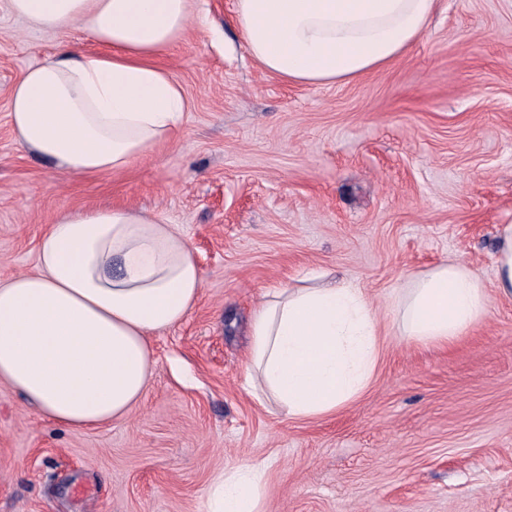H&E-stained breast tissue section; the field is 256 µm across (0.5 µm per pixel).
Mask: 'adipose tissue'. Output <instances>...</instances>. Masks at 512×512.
<instances>
[{
    "label": "adipose tissue",
    "instance_id": "1",
    "mask_svg": "<svg viewBox=\"0 0 512 512\" xmlns=\"http://www.w3.org/2000/svg\"><path fill=\"white\" fill-rule=\"evenodd\" d=\"M438 0H235L252 59L288 83L359 78L405 53ZM42 31L79 27L95 52L63 45L9 95L17 144L73 175L120 172L169 139L189 104L158 59L189 31L194 0H9ZM202 291L188 238L161 213L114 207L62 214L36 271L0 279V382L74 431L124 420L155 366L152 337L179 325ZM490 298L455 259L412 275L390 306L401 335L448 344ZM250 363L291 420L328 416L373 380L380 323L351 281L266 291L251 320ZM266 470L214 474L206 512H265Z\"/></svg>",
    "mask_w": 512,
    "mask_h": 512
}]
</instances>
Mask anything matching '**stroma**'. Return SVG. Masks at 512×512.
Listing matches in <instances>:
<instances>
[{"instance_id": "35a3bbf8", "label": "stroma", "mask_w": 512, "mask_h": 512, "mask_svg": "<svg viewBox=\"0 0 512 512\" xmlns=\"http://www.w3.org/2000/svg\"><path fill=\"white\" fill-rule=\"evenodd\" d=\"M234 0H198L161 63L190 108L121 173L74 176L15 141L8 93L76 28H32L0 0V278L34 271L68 211L135 206L190 240L197 307L153 337L141 402L76 432L0 383V512H205L214 473L265 461L266 512H512V299L494 288L512 224V0H440L387 68L336 84L262 71ZM474 270L487 315L448 345L388 308L414 273ZM321 273L363 288L384 325L375 377L336 414L291 420L245 376L262 291Z\"/></svg>"}]
</instances>
